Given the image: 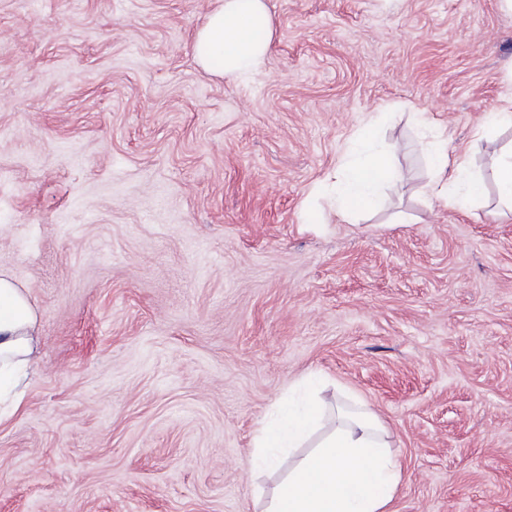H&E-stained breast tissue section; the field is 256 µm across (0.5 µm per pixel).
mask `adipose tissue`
<instances>
[{"label":"adipose tissue","mask_w":512,"mask_h":512,"mask_svg":"<svg viewBox=\"0 0 512 512\" xmlns=\"http://www.w3.org/2000/svg\"><path fill=\"white\" fill-rule=\"evenodd\" d=\"M273 19L266 0H219L194 35L192 52L204 70L231 82L259 73L268 55ZM429 193L444 204L467 207L484 188L463 156L440 147L444 133L430 130ZM399 179L391 154L378 141L373 121L356 131L334 185L336 214L351 220L381 204V189ZM38 317L25 292L0 273V399L16 396L33 363ZM316 379L293 382L301 399L281 400L253 439L252 467L274 468L281 452L314 442L287 479L267 496L262 512H391L401 468L378 416L361 399L336 408L337 425L323 431L325 404L314 397Z\"/></svg>","instance_id":"1"}]
</instances>
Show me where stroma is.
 Wrapping results in <instances>:
<instances>
[{
	"instance_id": "stroma-1",
	"label": "stroma",
	"mask_w": 512,
	"mask_h": 512,
	"mask_svg": "<svg viewBox=\"0 0 512 512\" xmlns=\"http://www.w3.org/2000/svg\"><path fill=\"white\" fill-rule=\"evenodd\" d=\"M264 68L225 81L217 0H0V270L40 366L0 402V512H260L253 437L288 384L356 394L395 512H512V125L502 0H266ZM428 113L483 196L430 197ZM382 115L400 180L337 219ZM497 188L501 199L512 204V154L499 163Z\"/></svg>"
}]
</instances>
